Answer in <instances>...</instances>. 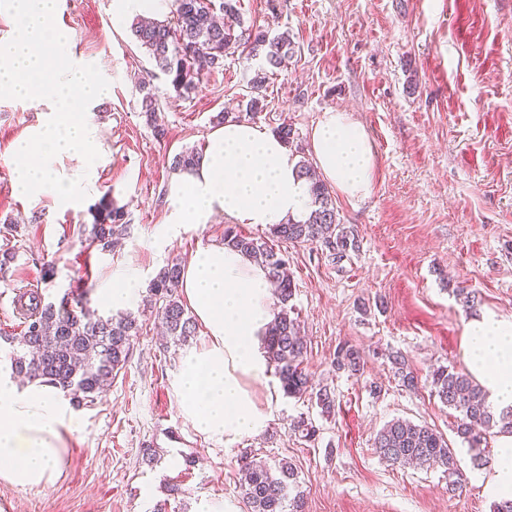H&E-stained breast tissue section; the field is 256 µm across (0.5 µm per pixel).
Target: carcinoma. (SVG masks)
<instances>
[{"instance_id": "1", "label": "carcinoma", "mask_w": 512, "mask_h": 512, "mask_svg": "<svg viewBox=\"0 0 512 512\" xmlns=\"http://www.w3.org/2000/svg\"><path fill=\"white\" fill-rule=\"evenodd\" d=\"M238 0H174L172 18L167 21L137 22L132 25L136 40L154 59L166 76L171 90L183 98L196 90L204 70L224 66V57L238 49L247 50L250 58H260L264 66L250 80L251 95L246 110L254 114L263 110V90L269 76L283 69L296 53L290 35H277L240 19ZM158 103L150 94L142 100V114L158 138L166 135L158 123ZM201 154L184 150L173 159V167L191 168ZM298 173L311 181V206L306 219L276 224L270 237L285 244L315 243L324 247L332 263L337 264L359 248L358 236L337 220L336 205L326 184L315 180L305 162ZM127 229L126 212L113 203H99L98 215L91 229V242L98 250H112ZM224 244L250 258L261 259L270 280L275 284L278 312L264 348L275 366L280 388L287 397L312 395L321 412L335 406L334 394L327 387H317L303 367L307 345L300 336L297 319L288 307L294 295L293 280L285 258L263 238L245 236L233 227L224 229ZM181 266L163 268L149 287L152 309L167 338L184 344L195 335L197 323L179 299L177 288ZM23 328L16 336L0 337L16 347L11 368L19 377L41 379L66 390L74 405L91 403L112 384L128 362L134 340L142 333L138 318L130 312L100 315L90 307L87 294L64 297L60 303L44 302L42 296H20ZM394 375L401 386L412 390L418 376L399 352L389 354ZM336 371L355 375L363 369V358L352 345L336 347L332 360ZM435 395L448 408L458 412L454 422L457 436L473 452L474 465L485 460L487 436L496 432L512 435V408L494 413L483 387L464 371L439 367L431 373ZM375 452L384 460L398 465L439 466L448 475V490L463 480L457 458L448 440L426 424L397 419L387 423L374 437ZM241 478L246 512H306V501L299 490L297 470L288 460L271 467L248 454L240 457Z\"/></svg>"}]
</instances>
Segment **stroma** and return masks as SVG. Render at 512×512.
<instances>
[{
    "instance_id": "35a3bbf8",
    "label": "stroma",
    "mask_w": 512,
    "mask_h": 512,
    "mask_svg": "<svg viewBox=\"0 0 512 512\" xmlns=\"http://www.w3.org/2000/svg\"><path fill=\"white\" fill-rule=\"evenodd\" d=\"M113 0H60L57 20L72 34V51L96 65L110 94L90 119L102 131L107 158L95 192L79 209L63 210L48 195L17 196L10 162L15 140L37 107L0 99V333L19 334L13 301L32 282L59 302L83 282L91 306L115 271L138 273L142 290L132 311L143 325L126 366L109 391L76 408L65 434L67 466L43 488L0 482V512H197L201 499L243 512L237 472L244 453L275 465L293 463L307 512H493L489 485L498 437L475 466L454 431L456 412L428 381L440 366L467 369L466 325L492 313L512 321V0H240L245 24L289 32L297 54L271 76L255 123L291 124L297 159L314 163L310 133L323 112L344 109L366 129L377 166L369 196L333 193L338 218L359 248L334 266L318 245L275 244L288 260L292 305L307 340L304 366L335 396L331 413L310 397L283 395L274 371L248 388L270 414L265 429L221 445L180 416L171 387L181 346L162 338L147 304L148 286L168 264L221 243L228 222L188 227L160 239L172 158L203 149L218 113L244 116L258 60L237 53L211 71L189 98H176L164 76L152 80L156 138L141 113L140 86L155 62L129 26L112 19ZM126 196L127 231L112 251L90 243L93 208L103 196ZM53 279H45L46 269ZM475 290L463 306L455 288ZM356 347L357 376L333 370L338 345ZM401 352L419 377L401 386L388 359ZM379 385L373 393L371 385ZM308 417L319 427L306 441L292 429ZM402 418L443 434L464 481L449 490L442 468L381 460L376 433ZM160 454L145 463L144 445ZM178 487L179 495L168 492Z\"/></svg>"
}]
</instances>
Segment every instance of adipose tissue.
<instances>
[{"mask_svg":"<svg viewBox=\"0 0 512 512\" xmlns=\"http://www.w3.org/2000/svg\"><path fill=\"white\" fill-rule=\"evenodd\" d=\"M316 167L323 181L345 197L371 191L376 155L365 128L344 111L324 112L311 133ZM165 236L189 224H208L216 215L235 224L269 228L304 220L309 182L297 161L269 128L226 121L213 129L197 166L175 172L166 196ZM182 293L203 328L202 345L181 354L172 380L182 417L205 438L228 445L262 430L269 416L245 382L264 376L259 343L275 317L267 273L235 249L209 245L183 266ZM140 278L120 271L99 290L112 311L130 308ZM465 352L492 408L512 407V321L487 314L468 322ZM72 401L59 387L19 382L0 364V481L21 489L53 484L67 460L63 430L73 427Z\"/></svg>","mask_w":512,"mask_h":512,"instance_id":"adipose-tissue-1","label":"adipose tissue"}]
</instances>
